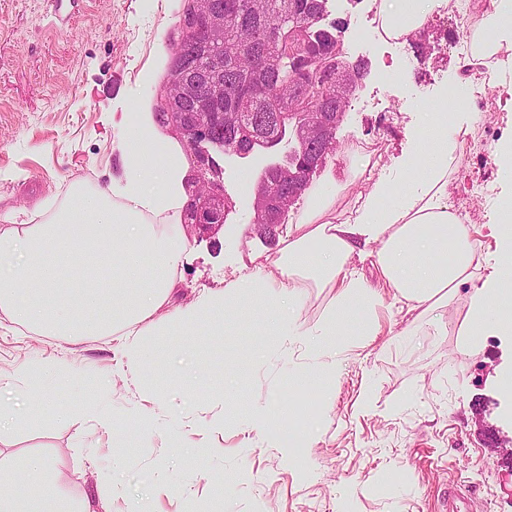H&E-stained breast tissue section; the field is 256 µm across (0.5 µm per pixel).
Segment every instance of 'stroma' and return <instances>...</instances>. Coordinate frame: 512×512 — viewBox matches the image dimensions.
<instances>
[{"instance_id":"35a3bbf8","label":"stroma","mask_w":512,"mask_h":512,"mask_svg":"<svg viewBox=\"0 0 512 512\" xmlns=\"http://www.w3.org/2000/svg\"><path fill=\"white\" fill-rule=\"evenodd\" d=\"M181 0H75L55 9L51 0H0V225L36 224L63 210L71 192L111 191L130 161L126 126H152ZM361 0L328 7L326 22L344 24L345 59L365 67L328 156L310 189L334 195L362 146L381 142L373 177L397 180L413 152L425 115L457 80L455 24L429 14L419 47L353 44ZM406 67L407 79L380 84L385 67ZM487 108L458 114L469 126L463 150L448 169V199L472 220L471 240L494 252L495 193L512 192L500 180V142L512 138V95L491 85ZM292 148L226 154L218 162L225 221L212 234L187 233L184 211L161 220L182 238L188 260L171 302L192 305L209 293L272 269L289 228L300 223L305 200L288 209L273 235L250 231L252 192L271 166L288 162ZM334 290L309 284L294 310L304 335L289 346L266 336L265 317L227 318L223 335L195 324L199 355L183 360L165 327L149 338L157 352L150 370L117 371L108 336L50 339L0 313V376L34 364L62 369L65 382L43 390L41 427L0 440V451L48 453L75 498L121 485L112 512L136 503L140 512H441L443 492L470 491L474 512H512V333L487 327L467 353L457 331L468 309L465 294L443 308L446 332L433 326L403 335L407 319L385 290L382 304L352 321L333 351L312 330L324 325ZM341 354L345 370L328 366ZM323 384L315 424H303L311 444L275 433L257 418L275 401L309 399ZM224 399V428L182 447L185 413L209 418L211 401ZM149 414H139L141 401ZM112 411L118 430L94 427L99 409ZM71 410L67 426L56 414ZM221 446L215 454L213 446Z\"/></svg>"}]
</instances>
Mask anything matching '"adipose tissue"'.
Segmentation results:
<instances>
[{
  "mask_svg": "<svg viewBox=\"0 0 512 512\" xmlns=\"http://www.w3.org/2000/svg\"><path fill=\"white\" fill-rule=\"evenodd\" d=\"M441 3L382 0L383 35L412 42ZM481 26L461 68L500 55L512 67V0H489ZM467 135L464 124L452 126L446 115L430 114L421 136L435 138L436 149L417 147L414 157L424 162L418 176L349 194L367 171L362 164L338 184L335 196L311 194L302 223L289 232L275 262L277 278L240 280L192 308L175 309L168 332L184 335L201 318L220 326L230 313L249 309L265 314L271 332H278L280 313L312 279L336 291L330 316L336 336L345 333L343 314L358 303L382 302L384 289H393L416 324L467 289L468 324L459 334L462 348H469L484 325L502 324L500 303L512 299V197H497L493 205L503 248L492 257L478 254L468 216L448 202V166ZM126 137L131 162L111 195L79 191L56 219L0 230V311L46 336H117L120 370L149 363L154 355L147 338L155 314L169 301L185 245L149 218L181 208L187 178L180 144H163L136 124ZM366 259L377 272V286L355 266ZM102 268L109 271L104 281L98 277ZM21 481L39 486L40 495L20 494ZM121 493L113 484L99 490L97 500L108 503ZM94 501L65 495L45 455L0 453V512H94Z\"/></svg>",
  "mask_w": 512,
  "mask_h": 512,
  "instance_id": "1",
  "label": "adipose tissue"
}]
</instances>
